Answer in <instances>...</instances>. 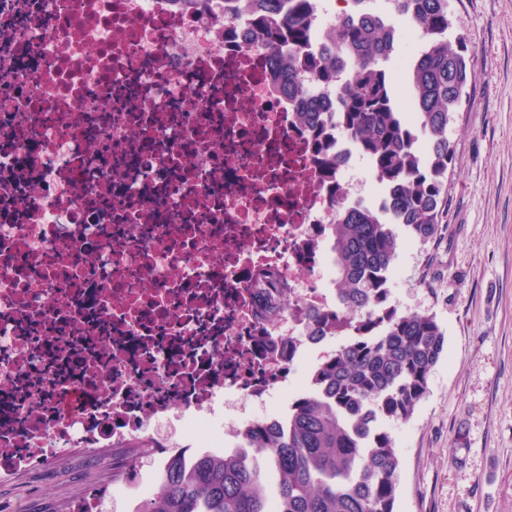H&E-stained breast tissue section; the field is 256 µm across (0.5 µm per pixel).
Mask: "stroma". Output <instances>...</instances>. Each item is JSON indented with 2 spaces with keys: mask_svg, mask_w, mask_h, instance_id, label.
<instances>
[{
  "mask_svg": "<svg viewBox=\"0 0 512 512\" xmlns=\"http://www.w3.org/2000/svg\"><path fill=\"white\" fill-rule=\"evenodd\" d=\"M455 21L475 81L448 129L446 208L432 241L402 237L390 283L393 303L446 333L426 397L386 423L401 462L397 512H512V0H458ZM158 460L48 459L0 478V512L107 491L112 512H133Z\"/></svg>",
  "mask_w": 512,
  "mask_h": 512,
  "instance_id": "obj_1",
  "label": "stroma"
}]
</instances>
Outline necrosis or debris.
<instances>
[{"mask_svg":"<svg viewBox=\"0 0 512 512\" xmlns=\"http://www.w3.org/2000/svg\"><path fill=\"white\" fill-rule=\"evenodd\" d=\"M245 0H0V471L77 449L243 448L241 417L319 349L330 224L366 203L352 140L326 170ZM288 307L268 316L273 280Z\"/></svg>","mask_w":512,"mask_h":512,"instance_id":"obj_1","label":"necrosis or debris"}]
</instances>
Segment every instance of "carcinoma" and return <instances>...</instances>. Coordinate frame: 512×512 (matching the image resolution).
Wrapping results in <instances>:
<instances>
[{"instance_id":"cac0c4a2","label":"carcinoma","mask_w":512,"mask_h":512,"mask_svg":"<svg viewBox=\"0 0 512 512\" xmlns=\"http://www.w3.org/2000/svg\"><path fill=\"white\" fill-rule=\"evenodd\" d=\"M272 58L288 48L306 70H288V92L312 82L332 85L336 124L353 135L390 207L342 206L329 250L336 269V308L319 310L315 331L346 341L319 356L308 389L285 419L246 429L248 451L215 458L184 451L167 457L161 491L136 512H396L400 460L386 420L409 419L426 396L445 351L435 316L390 302L388 281L400 248L398 230L426 243L438 232L452 146L448 126L475 78L454 24V0H386L390 14L411 12L419 50L407 71L417 108L416 132L403 122L391 69L387 16L345 13L331 39L336 62L306 52L310 0L281 13L282 0H254ZM329 106L309 100L302 119L321 127Z\"/></svg>"}]
</instances>
